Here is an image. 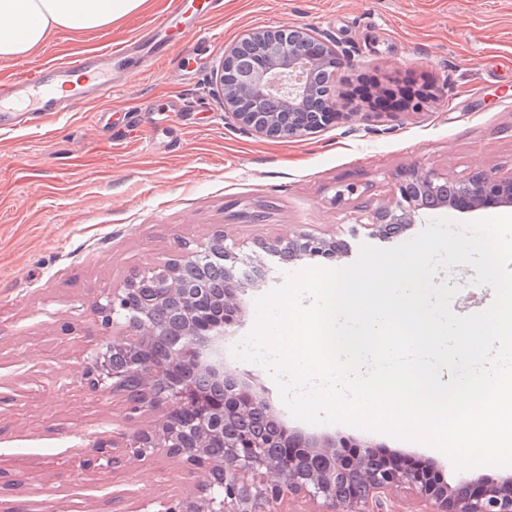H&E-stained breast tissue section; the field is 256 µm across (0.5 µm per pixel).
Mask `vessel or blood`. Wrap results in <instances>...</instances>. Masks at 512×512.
Masks as SVG:
<instances>
[{
  "mask_svg": "<svg viewBox=\"0 0 512 512\" xmlns=\"http://www.w3.org/2000/svg\"><path fill=\"white\" fill-rule=\"evenodd\" d=\"M215 6L216 0H172L165 19L150 26L140 41L151 57L162 58L171 41L172 28H179L180 38L195 36ZM116 71L130 78L138 74L127 47L122 44L91 59L48 64L37 77L18 83L14 96L22 102L33 101L36 111L58 112L63 106L85 103L110 91L112 74Z\"/></svg>",
  "mask_w": 512,
  "mask_h": 512,
  "instance_id": "1",
  "label": "vessel or blood"
}]
</instances>
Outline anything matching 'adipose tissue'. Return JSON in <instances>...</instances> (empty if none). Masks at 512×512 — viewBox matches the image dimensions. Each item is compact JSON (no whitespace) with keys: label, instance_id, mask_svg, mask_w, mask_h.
<instances>
[{"label":"adipose tissue","instance_id":"ef3b65f1","mask_svg":"<svg viewBox=\"0 0 512 512\" xmlns=\"http://www.w3.org/2000/svg\"><path fill=\"white\" fill-rule=\"evenodd\" d=\"M146 0H0V59L31 56L61 31H90L136 14Z\"/></svg>","mask_w":512,"mask_h":512}]
</instances>
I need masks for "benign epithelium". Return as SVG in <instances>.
Returning a JSON list of instances; mask_svg holds the SVG:
<instances>
[{
    "label": "benign epithelium",
    "mask_w": 512,
    "mask_h": 512,
    "mask_svg": "<svg viewBox=\"0 0 512 512\" xmlns=\"http://www.w3.org/2000/svg\"><path fill=\"white\" fill-rule=\"evenodd\" d=\"M336 46L308 27L255 30L224 49L219 84L224 117L253 135L292 140L345 121L336 112ZM512 206V176L480 171L453 180L412 166L376 208L357 206L356 223L389 238L416 223L419 211L437 207L475 212ZM217 230L178 251L161 267L132 271L92 305L102 343L86 362L89 390L121 399L125 419L157 416L155 423L121 441L97 440L98 468L113 471L131 458L160 454L201 471L192 500L152 499L153 512H282L291 494L308 492L343 512H383L382 495L394 484L419 490L423 512H512V489L461 478L433 487L413 466L386 469L368 447L343 461L344 445L308 437L275 418L266 397L224 367V336L240 323V295L252 280L235 265L224 269V287L192 282L189 273L232 256ZM261 248L283 260L347 252L342 241L310 233L277 236ZM204 306L217 319L200 322ZM223 448L220 456L211 453Z\"/></svg>",
    "instance_id": "obj_1"
}]
</instances>
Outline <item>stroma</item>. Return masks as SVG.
Here are the masks:
<instances>
[{
	"label": "stroma",
	"mask_w": 512,
	"mask_h": 512,
	"mask_svg": "<svg viewBox=\"0 0 512 512\" xmlns=\"http://www.w3.org/2000/svg\"><path fill=\"white\" fill-rule=\"evenodd\" d=\"M169 6L149 0L111 27L63 31L28 58L0 59V89L43 64L133 40ZM285 24L316 28L350 58L336 71L338 90L360 73L384 85L411 75L429 79L435 96L394 121L365 109L300 140L225 124L213 93L225 46ZM133 62L140 75L113 76L97 101L0 128V512H136L146 499L195 494L196 475L176 457L131 460L113 473L83 467L96 437L133 425L121 402L89 391L81 373L100 341L97 297L133 269L164 263L176 240L194 243L218 229L238 268L261 274L224 339V364L252 376L278 419L311 437L430 465L451 484L463 475L512 479V466L462 475L434 448L297 420L269 373L232 354L254 324L255 299L287 274L348 266L362 245L397 246L435 218L467 219L427 209L383 239L354 222L352 204L334 203L337 185L357 183L375 207L414 165L457 180L482 170L512 175V0H222L194 39L172 44L159 63L138 55ZM253 212L262 221H250ZM299 232L344 240L349 251L286 262L259 246Z\"/></svg>",
	"instance_id": "35a3bbf8"
}]
</instances>
